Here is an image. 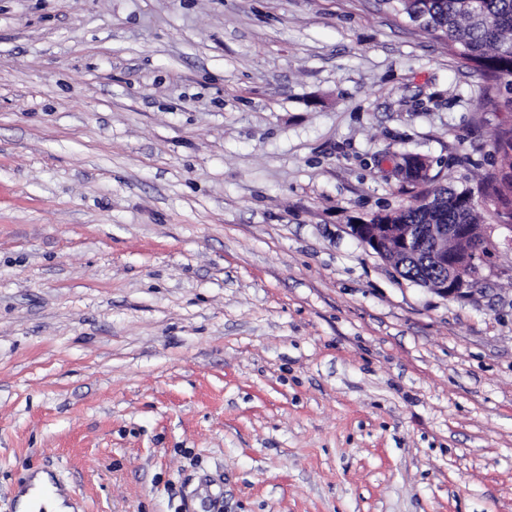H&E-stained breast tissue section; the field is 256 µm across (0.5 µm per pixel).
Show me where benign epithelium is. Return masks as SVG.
Returning <instances> with one entry per match:
<instances>
[{
  "label": "benign epithelium",
  "mask_w": 512,
  "mask_h": 512,
  "mask_svg": "<svg viewBox=\"0 0 512 512\" xmlns=\"http://www.w3.org/2000/svg\"><path fill=\"white\" fill-rule=\"evenodd\" d=\"M426 158L412 155L399 164L401 175L420 181ZM494 224H373L351 225V232L366 247L396 269L424 264L431 274L418 283L444 298H461L475 291L480 269L491 254Z\"/></svg>",
  "instance_id": "obj_1"
}]
</instances>
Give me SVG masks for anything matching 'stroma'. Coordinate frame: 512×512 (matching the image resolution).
Segmentation results:
<instances>
[{"label": "stroma", "instance_id": "35a3bbf8", "mask_svg": "<svg viewBox=\"0 0 512 512\" xmlns=\"http://www.w3.org/2000/svg\"><path fill=\"white\" fill-rule=\"evenodd\" d=\"M506 95L377 0H0V512H512V232L446 299L349 231ZM30 483L32 487L19 498V512L31 510L32 507H41L46 512H71L72 508L66 503V495L52 486L51 477L47 473H35ZM44 489H50V494L42 496Z\"/></svg>", "mask_w": 512, "mask_h": 512}]
</instances>
